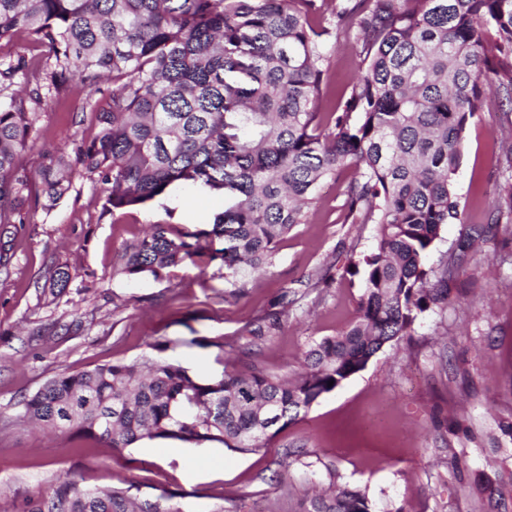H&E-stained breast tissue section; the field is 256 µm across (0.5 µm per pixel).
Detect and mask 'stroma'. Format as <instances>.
Instances as JSON below:
<instances>
[{"mask_svg":"<svg viewBox=\"0 0 512 512\" xmlns=\"http://www.w3.org/2000/svg\"><path fill=\"white\" fill-rule=\"evenodd\" d=\"M333 44L325 112L365 70L353 41ZM111 80L50 102L30 131L36 151L73 152L96 134ZM512 105L487 93L470 119L455 193L466 222L487 223L512 166L504 138ZM347 167L319 189L304 223L276 246L267 272L244 294L221 260L174 269L169 279L129 282L114 267L149 224L195 229L219 209L215 198L176 192L166 205L103 214L96 175L71 173L54 208L24 209L0 239L10 257L0 274V512H26L29 498L70 478L86 487L120 485L139 503L167 498L175 512H304L314 491H366L376 512H512L490 487L512 477V222L466 253L448 308L422 314L411 330L325 394L264 448L239 453L218 443L155 440L115 451L67 435L49 436L17 418L25 399L60 373L132 362L169 341L165 358L202 380L255 362L300 371L308 345L345 331L357 314L359 279L349 260L368 253L373 224L344 220ZM66 272V287L53 284ZM292 299L273 336L251 331Z\"/></svg>","mask_w":512,"mask_h":512,"instance_id":"obj_1","label":"stroma"}]
</instances>
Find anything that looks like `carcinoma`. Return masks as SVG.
I'll list each match as a JSON object with an SVG mask.
<instances>
[{
	"mask_svg": "<svg viewBox=\"0 0 512 512\" xmlns=\"http://www.w3.org/2000/svg\"><path fill=\"white\" fill-rule=\"evenodd\" d=\"M320 9L319 0H0V41L45 49L26 95L0 105L1 227L26 205L56 206L73 164L98 176L112 216L179 188L228 201L209 230L150 225L116 268L129 281L164 280L215 238L224 247L212 257L240 279L265 269L320 185L348 166L346 220L377 225L372 250L350 262L362 274L357 320L312 344L297 379L253 363L200 381L156 343L131 363L55 376L24 401L22 419L116 451L157 439L256 451L421 314L448 306L461 255L436 267L426 258L442 226L462 222L454 176L484 89L512 100V0H336V38L356 33L367 67L333 112L317 111L328 62ZM28 70L23 56L0 67V88ZM107 74L96 135L72 158L41 155L31 186L16 157L32 150L37 114ZM486 233L467 226L460 250ZM29 512H130L129 489L63 479ZM305 512L375 510L344 486Z\"/></svg>",
	"mask_w": 512,
	"mask_h": 512,
	"instance_id": "obj_1",
	"label": "carcinoma"
}]
</instances>
